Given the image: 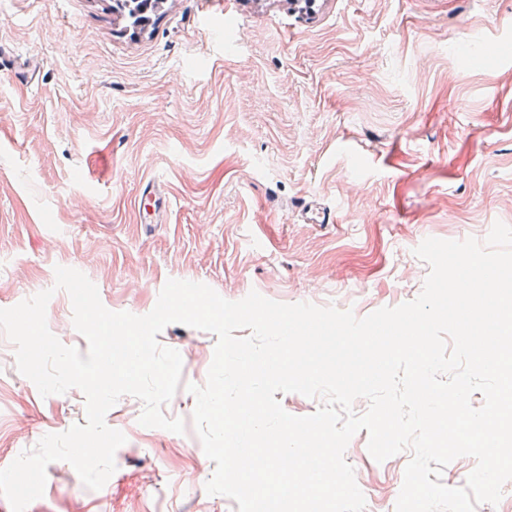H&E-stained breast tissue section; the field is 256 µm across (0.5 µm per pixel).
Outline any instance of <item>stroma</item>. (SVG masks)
I'll return each mask as SVG.
<instances>
[{
    "label": "stroma",
    "mask_w": 512,
    "mask_h": 512,
    "mask_svg": "<svg viewBox=\"0 0 512 512\" xmlns=\"http://www.w3.org/2000/svg\"><path fill=\"white\" fill-rule=\"evenodd\" d=\"M171 204L140 221L147 181ZM319 201L332 224L303 223ZM512 226V0H168L136 31L112 0H0V309L53 289L46 318L87 351L55 266L112 311L149 313L171 279L362 318L414 300L428 237L485 240ZM164 406L175 434L106 415L125 443L102 489L46 469L26 512H238L207 495L215 464L192 422L217 337L182 324ZM85 421L76 388L41 397L0 331V468ZM350 440L365 512H395L410 451L376 462Z\"/></svg>",
    "instance_id": "1"
}]
</instances>
